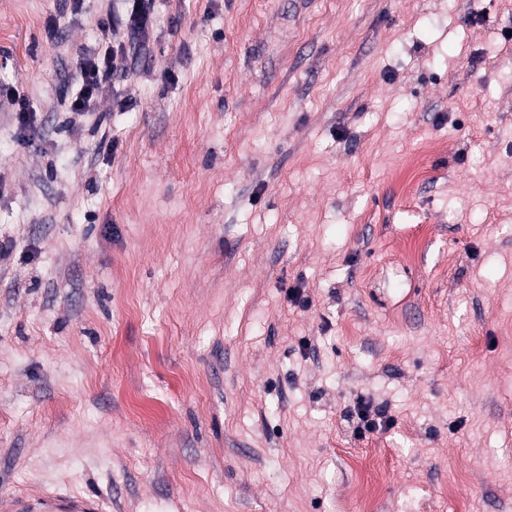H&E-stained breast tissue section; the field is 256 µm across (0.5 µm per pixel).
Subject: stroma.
<instances>
[{
  "instance_id": "35a3bbf8",
  "label": "stroma",
  "mask_w": 512,
  "mask_h": 512,
  "mask_svg": "<svg viewBox=\"0 0 512 512\" xmlns=\"http://www.w3.org/2000/svg\"><path fill=\"white\" fill-rule=\"evenodd\" d=\"M60 2L0 0V512H512V0H156L77 118L126 4ZM125 13L116 21L102 19L99 22L100 32L98 46L83 54L73 80H77V89L69 99V110L72 114L82 115L99 94L103 85L110 81L117 69L116 61L123 52L122 41L112 40V30L117 27L125 31L128 42H143L155 23L154 0H127ZM6 96L11 101L17 129L21 134H23L21 141L24 142L29 139V133L32 128L30 123V110L28 103L24 98H21L20 96L17 97L16 95L11 94V92H6ZM352 423L354 432L363 438L367 434L391 428L395 423V419L389 414L387 406L360 398L354 406ZM96 502L83 498L61 497L49 494L38 498H17L14 512H97Z\"/></svg>"
}]
</instances>
